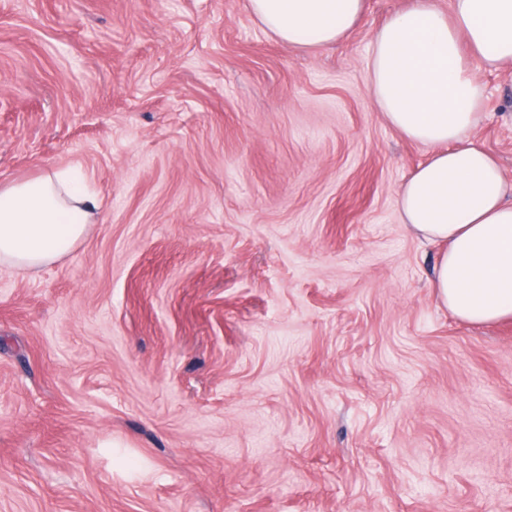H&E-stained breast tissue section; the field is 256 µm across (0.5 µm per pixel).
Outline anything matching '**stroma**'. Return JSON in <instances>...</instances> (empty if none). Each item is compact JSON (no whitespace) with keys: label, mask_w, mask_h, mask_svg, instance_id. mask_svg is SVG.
<instances>
[{"label":"stroma","mask_w":512,"mask_h":512,"mask_svg":"<svg viewBox=\"0 0 512 512\" xmlns=\"http://www.w3.org/2000/svg\"><path fill=\"white\" fill-rule=\"evenodd\" d=\"M367 0L291 48L248 0H0V184L72 168L71 253L0 267V512H512V319L431 286ZM464 144L512 183V64Z\"/></svg>","instance_id":"1"}]
</instances>
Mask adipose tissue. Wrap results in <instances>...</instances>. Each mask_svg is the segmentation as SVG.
I'll use <instances>...</instances> for the list:
<instances>
[{
	"mask_svg": "<svg viewBox=\"0 0 512 512\" xmlns=\"http://www.w3.org/2000/svg\"><path fill=\"white\" fill-rule=\"evenodd\" d=\"M366 0H250L283 44L329 46L358 22ZM512 62V0H451L450 11L415 0L375 34L369 75L375 105L404 138L434 147L402 185V219L444 244L432 286L457 318H512V185L497 161L462 139L480 117L483 84L473 63ZM96 196L70 172L0 185V265L33 274L87 233Z\"/></svg>",
	"mask_w": 512,
	"mask_h": 512,
	"instance_id": "obj_1",
	"label": "adipose tissue"
}]
</instances>
